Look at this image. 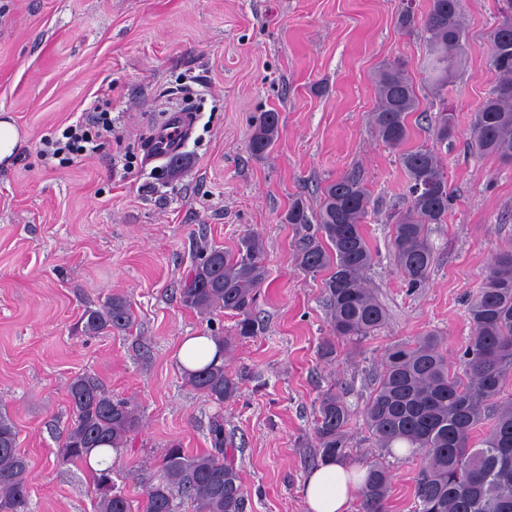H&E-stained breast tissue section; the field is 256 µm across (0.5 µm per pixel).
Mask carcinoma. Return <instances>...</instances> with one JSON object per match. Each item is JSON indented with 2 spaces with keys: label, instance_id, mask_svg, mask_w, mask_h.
Returning <instances> with one entry per match:
<instances>
[{
  "label": "carcinoma",
  "instance_id": "obj_1",
  "mask_svg": "<svg viewBox=\"0 0 512 512\" xmlns=\"http://www.w3.org/2000/svg\"><path fill=\"white\" fill-rule=\"evenodd\" d=\"M497 11L499 21L486 42L498 80L475 113L471 145L482 155L512 163V0H497ZM459 15L460 0H431L421 23L427 47L424 80L439 97L471 52ZM418 106L414 82L403 65L388 64L372 120L382 141L400 149L399 161L409 182V205L393 215L391 245L402 276L412 287L428 278L434 263L427 228L446 223L452 201L435 149L405 148L411 137L408 116ZM279 120L277 112L258 116L250 138L253 154L261 156L272 146ZM435 128L440 142L455 133V113L445 104L435 116ZM420 183L430 190L417 193ZM370 206L364 174L352 169L323 188L318 213L308 212L297 199L285 215L286 223L300 234L298 268L312 274L328 272L325 288L332 330L355 342L372 335L386 319L384 308L366 288L373 255L363 227ZM266 280L263 242L247 233L234 251H200L180 289L182 305L200 315L219 310L238 317L234 335L211 336L218 354L210 362L184 370L187 384L219 405L238 393L237 382L224 369V353L235 340L264 332L254 309ZM467 317L471 336L462 370L448 366L433 333L412 343L393 344L385 351L383 374L365 407L377 447L423 452L415 480V512H512V400L500 401L512 376V251L494 257ZM133 322L130 303L119 295L80 318L81 331L94 335L126 330ZM68 393L72 419L56 456L90 467L97 512H176L179 497L193 504L195 512H244L241 477L234 452L226 447L222 416L210 421L212 451L189 455L179 444H170L162 458L163 478L146 484L143 501L136 507L116 487L112 464L106 462L112 451L128 447L138 433L135 405L106 396L85 376L74 377ZM489 417L492 423L477 439L478 447L470 446ZM350 420L342 392L331 389L323 394L314 427L320 460L351 457ZM27 472L15 427L0 416V512H27ZM389 485L387 467L372 463L361 492V512H387Z\"/></svg>",
  "mask_w": 512,
  "mask_h": 512
}]
</instances>
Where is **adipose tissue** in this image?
I'll return each instance as SVG.
<instances>
[{
    "instance_id": "1",
    "label": "adipose tissue",
    "mask_w": 512,
    "mask_h": 512,
    "mask_svg": "<svg viewBox=\"0 0 512 512\" xmlns=\"http://www.w3.org/2000/svg\"><path fill=\"white\" fill-rule=\"evenodd\" d=\"M363 476V469L344 461L320 465L309 474L302 489L309 512H349L351 502L361 492Z\"/></svg>"
}]
</instances>
